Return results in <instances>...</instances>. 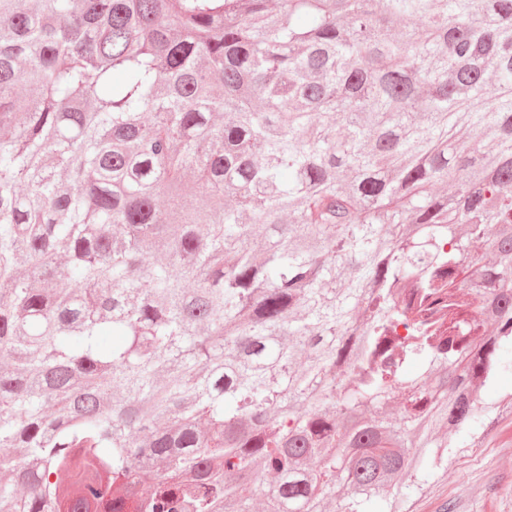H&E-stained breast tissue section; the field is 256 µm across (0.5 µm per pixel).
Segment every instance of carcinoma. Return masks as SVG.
<instances>
[{"mask_svg": "<svg viewBox=\"0 0 512 512\" xmlns=\"http://www.w3.org/2000/svg\"><path fill=\"white\" fill-rule=\"evenodd\" d=\"M507 372L512 0H0V512H408Z\"/></svg>", "mask_w": 512, "mask_h": 512, "instance_id": "cac0c4a2", "label": "carcinoma"}]
</instances>
